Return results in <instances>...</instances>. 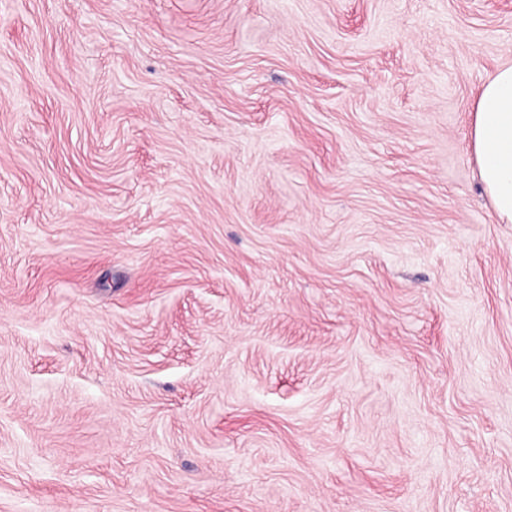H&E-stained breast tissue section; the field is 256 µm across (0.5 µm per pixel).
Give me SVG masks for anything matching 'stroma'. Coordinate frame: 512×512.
I'll use <instances>...</instances> for the list:
<instances>
[{
    "instance_id": "1",
    "label": "stroma",
    "mask_w": 512,
    "mask_h": 512,
    "mask_svg": "<svg viewBox=\"0 0 512 512\" xmlns=\"http://www.w3.org/2000/svg\"><path fill=\"white\" fill-rule=\"evenodd\" d=\"M512 0H0V512H512ZM471 146L497 217L512 223V62L484 83L472 111Z\"/></svg>"
}]
</instances>
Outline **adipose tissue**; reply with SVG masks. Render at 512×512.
Segmentation results:
<instances>
[{"instance_id":"obj_1","label":"adipose tissue","mask_w":512,"mask_h":512,"mask_svg":"<svg viewBox=\"0 0 512 512\" xmlns=\"http://www.w3.org/2000/svg\"><path fill=\"white\" fill-rule=\"evenodd\" d=\"M471 146L481 181L502 223H512V62L484 83L473 108Z\"/></svg>"}]
</instances>
